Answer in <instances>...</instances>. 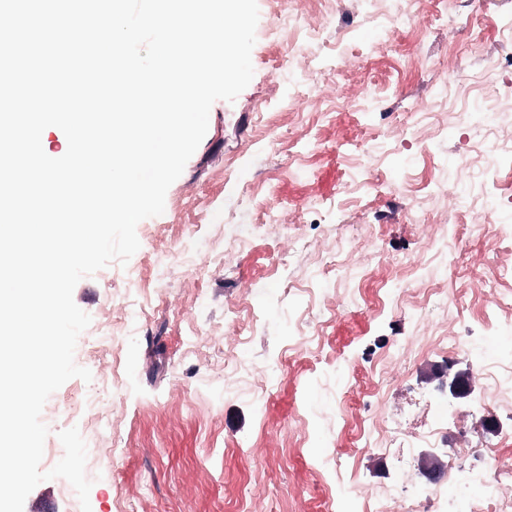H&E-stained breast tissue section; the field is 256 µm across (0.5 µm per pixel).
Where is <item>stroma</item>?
I'll return each instance as SVG.
<instances>
[{
  "instance_id": "obj_1",
  "label": "stroma",
  "mask_w": 512,
  "mask_h": 512,
  "mask_svg": "<svg viewBox=\"0 0 512 512\" xmlns=\"http://www.w3.org/2000/svg\"><path fill=\"white\" fill-rule=\"evenodd\" d=\"M257 3L251 82L139 250L74 289L92 379L48 402L99 405L50 426L40 468L78 428L91 512H342L340 479L361 512H411L423 462L512 469V404H478L512 374L488 358L512 345V235L469 226L485 205L512 226V159L492 182L459 165L512 136V0ZM445 365L473 399L441 392ZM71 489L24 512H81Z\"/></svg>"
}]
</instances>
